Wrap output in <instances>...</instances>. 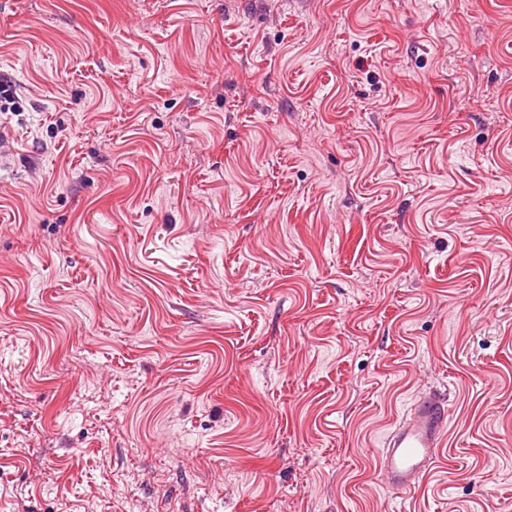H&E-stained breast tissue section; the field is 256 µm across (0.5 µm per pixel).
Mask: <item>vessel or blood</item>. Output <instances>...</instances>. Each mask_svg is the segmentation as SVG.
<instances>
[{
  "label": "vessel or blood",
  "instance_id": "1",
  "mask_svg": "<svg viewBox=\"0 0 512 512\" xmlns=\"http://www.w3.org/2000/svg\"><path fill=\"white\" fill-rule=\"evenodd\" d=\"M448 423L445 398L421 396L386 435L381 449L380 480L400 494L417 486L433 466Z\"/></svg>",
  "mask_w": 512,
  "mask_h": 512
}]
</instances>
